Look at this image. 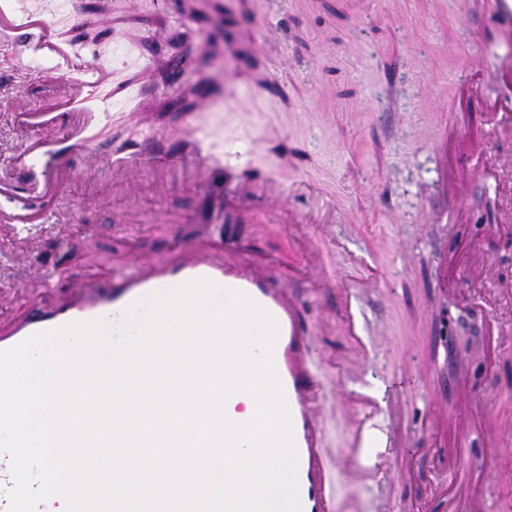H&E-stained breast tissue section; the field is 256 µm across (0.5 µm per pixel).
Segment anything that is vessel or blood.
Segmentation results:
<instances>
[{"instance_id":"b4317fda","label":"vessel or blood","mask_w":512,"mask_h":512,"mask_svg":"<svg viewBox=\"0 0 512 512\" xmlns=\"http://www.w3.org/2000/svg\"><path fill=\"white\" fill-rule=\"evenodd\" d=\"M8 18L12 30L34 33L36 41L51 35L50 21L34 22L16 7V0H0V18ZM495 19L507 42L502 63L512 64V0H495ZM186 135L194 145L196 166L211 169L215 183H222L232 169L224 156L221 126L207 130L187 126ZM297 271L286 265L277 280L227 265L223 258L202 251L197 244L181 247L178 259L167 262L136 260L131 273L106 282L91 279L80 285L90 302L78 306L67 301L34 308L24 326L0 334V350L27 337L60 328L72 322L103 320L111 331H118L128 308L138 302L149 303L159 292L191 280L206 278L218 285L241 291L269 312L277 321L279 336L274 347V365L285 394L293 438L298 454V475L302 512H334L331 474L325 468L320 447V420L316 408L315 386L304 359L308 343L306 328L287 299L288 283Z\"/></svg>"}]
</instances>
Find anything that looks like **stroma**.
Wrapping results in <instances>:
<instances>
[{"label": "stroma", "instance_id": "obj_1", "mask_svg": "<svg viewBox=\"0 0 512 512\" xmlns=\"http://www.w3.org/2000/svg\"><path fill=\"white\" fill-rule=\"evenodd\" d=\"M75 47L73 69L0 33V325L71 283L191 240L278 278L311 336L335 512H500L512 503V69L493 0H19ZM190 60L172 82L176 60ZM100 72L82 122L59 82ZM226 73L224 149L246 200L200 224L207 177L93 163L183 133ZM70 140L58 191L31 157ZM286 193L267 200L266 182ZM315 191H307L306 183ZM355 306L360 337L347 330ZM368 426L377 448L353 450ZM350 457L349 470L336 462Z\"/></svg>", "mask_w": 512, "mask_h": 512}]
</instances>
